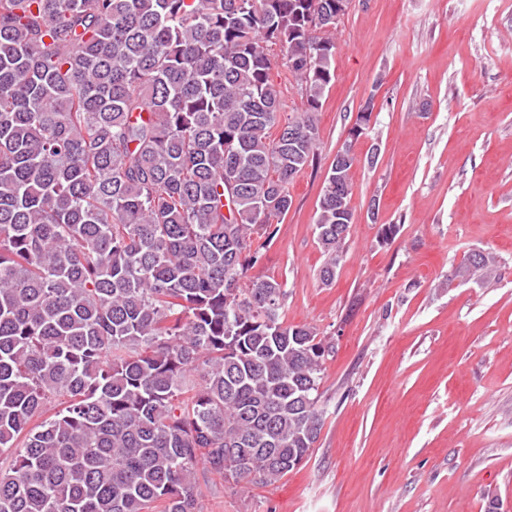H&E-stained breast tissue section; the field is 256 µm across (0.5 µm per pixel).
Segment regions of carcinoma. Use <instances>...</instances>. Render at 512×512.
<instances>
[{"mask_svg": "<svg viewBox=\"0 0 512 512\" xmlns=\"http://www.w3.org/2000/svg\"><path fill=\"white\" fill-rule=\"evenodd\" d=\"M336 2L0 0V512H198L199 467L271 485L310 455L332 346L248 271L317 155ZM336 156L326 286L355 215ZM275 80L281 84L283 90V108L281 114V121L284 123L289 115H294L296 112H302L304 109L305 97H303L300 86H298L294 77L288 69L280 67L278 75L275 74Z\"/></svg>", "mask_w": 512, "mask_h": 512, "instance_id": "carcinoma-1", "label": "carcinoma"}]
</instances>
